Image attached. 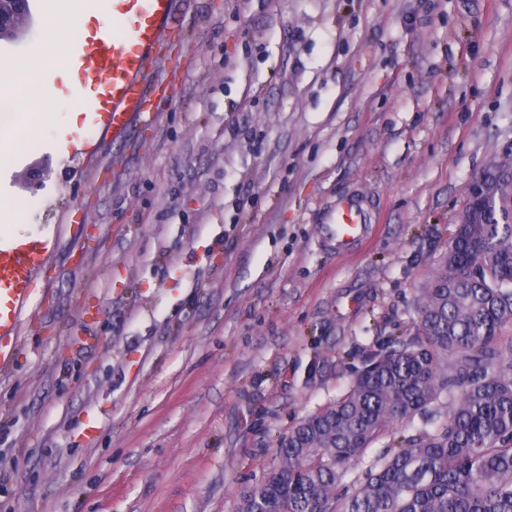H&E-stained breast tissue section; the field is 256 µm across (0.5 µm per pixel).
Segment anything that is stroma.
Returning a JSON list of instances; mask_svg holds the SVG:
<instances>
[{
	"label": "stroma",
	"mask_w": 512,
	"mask_h": 512,
	"mask_svg": "<svg viewBox=\"0 0 512 512\" xmlns=\"http://www.w3.org/2000/svg\"><path fill=\"white\" fill-rule=\"evenodd\" d=\"M0 41L38 62L44 13ZM123 138L0 169L43 248L0 373V512H239L279 440L410 335L512 148V0H172ZM42 166L44 179L22 175ZM359 199L367 237L321 236ZM512 161L511 158L509 160H504L495 163L494 165L487 168L481 175L472 180L467 189L468 203L464 213V217L466 215V211L469 206H477V200L479 199V193L482 191L483 196H488V188L491 186L498 175L500 174L503 168H511Z\"/></svg>",
	"instance_id": "1"
}]
</instances>
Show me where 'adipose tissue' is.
<instances>
[{
	"instance_id": "obj_1",
	"label": "adipose tissue",
	"mask_w": 512,
	"mask_h": 512,
	"mask_svg": "<svg viewBox=\"0 0 512 512\" xmlns=\"http://www.w3.org/2000/svg\"><path fill=\"white\" fill-rule=\"evenodd\" d=\"M112 20V0H96L93 9L77 7L66 12L54 11L45 15L42 24L43 51L39 64L19 58L8 81L0 82V102L11 110L0 117V168L8 166L21 145L33 134L51 126L50 107L38 110L28 105L32 86L41 83L43 74H51L63 82H73L77 75L63 50L66 29L77 25L83 36H90L92 27L107 29Z\"/></svg>"
}]
</instances>
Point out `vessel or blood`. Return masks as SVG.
Instances as JSON below:
<instances>
[{
	"label": "vessel or blood",
	"instance_id": "obj_1",
	"mask_svg": "<svg viewBox=\"0 0 512 512\" xmlns=\"http://www.w3.org/2000/svg\"><path fill=\"white\" fill-rule=\"evenodd\" d=\"M171 0H113L112 17L121 33H101L80 44L72 61L93 91L88 110L113 136L128 133L136 114L146 113L140 77L153 58L155 45L167 35ZM368 214L354 198L338 201L321 229L323 238L342 250L361 240ZM39 249L22 243L0 249V370H6L17 340L21 312L31 295L40 261Z\"/></svg>",
	"mask_w": 512,
	"mask_h": 512
}]
</instances>
